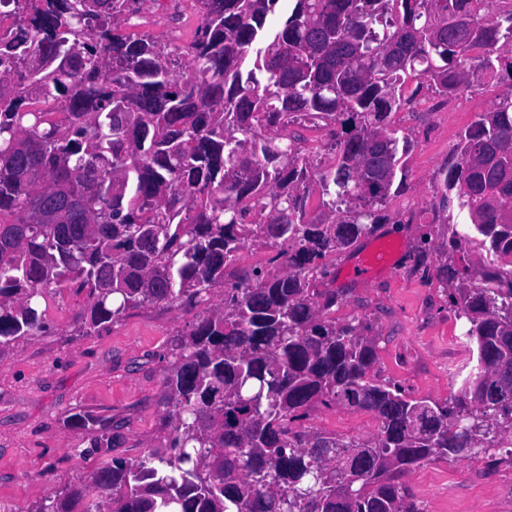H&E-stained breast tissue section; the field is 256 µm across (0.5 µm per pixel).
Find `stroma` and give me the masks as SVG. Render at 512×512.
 Masks as SVG:
<instances>
[{
  "label": "stroma",
  "mask_w": 512,
  "mask_h": 512,
  "mask_svg": "<svg viewBox=\"0 0 512 512\" xmlns=\"http://www.w3.org/2000/svg\"><path fill=\"white\" fill-rule=\"evenodd\" d=\"M132 17L136 31L169 47L194 39L199 17L189 0H141ZM501 90L496 81L442 99L427 94L420 108L398 112L394 121L410 141L405 157L408 189L392 197L391 223L337 254L318 290L341 292L334 315L367 322L374 339L372 374L401 384L410 397L441 402L456 391L453 371L465 349L462 322L448 306V293L424 279L413 261L421 226L442 223L433 212L432 181L448 162L459 134L486 111ZM391 246L393 263L366 279L352 269ZM86 295L43 301L51 333L26 338L0 352V512H31L51 494L87 483L97 463L116 456L134 459L160 443L165 407L162 381L174 341L186 334L201 310L151 306L128 311L98 333L78 332ZM108 419L113 448L89 452L84 430L64 425L71 413ZM307 423L349 438L377 431L376 419L341 406H315ZM427 512H512V464L489 467L483 457L437 460L409 475Z\"/></svg>",
  "instance_id": "35a3bbf8"
}]
</instances>
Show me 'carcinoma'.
I'll return each instance as SVG.
<instances>
[{
  "label": "carcinoma",
  "instance_id": "carcinoma-1",
  "mask_svg": "<svg viewBox=\"0 0 512 512\" xmlns=\"http://www.w3.org/2000/svg\"><path fill=\"white\" fill-rule=\"evenodd\" d=\"M280 2L191 0L194 40L171 51L127 24L138 0H0V349L48 333L41 300L66 290L87 293L84 335L137 307L206 306L171 350L166 444L32 512H426L408 473L512 442V8L292 0L276 21ZM480 71L507 86L461 132L432 205L470 224L420 229L413 254L452 285L472 352L433 403L371 376L369 325L336 321L338 294L310 280L390 221L408 152L392 116ZM306 122L332 163L302 153L290 127ZM250 244L283 271L226 283ZM317 404L371 413L378 431H315ZM68 423L112 445L103 421Z\"/></svg>",
  "mask_w": 512,
  "mask_h": 512
}]
</instances>
